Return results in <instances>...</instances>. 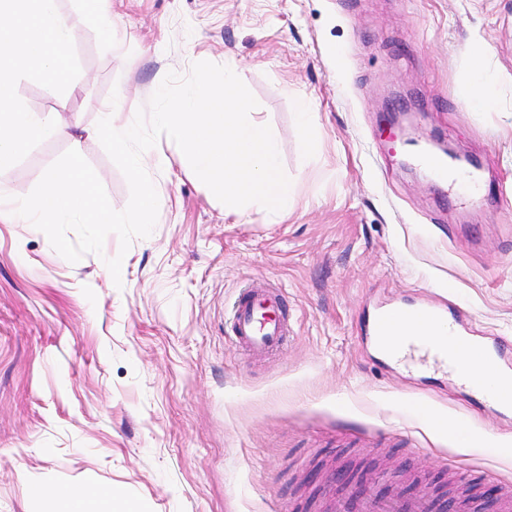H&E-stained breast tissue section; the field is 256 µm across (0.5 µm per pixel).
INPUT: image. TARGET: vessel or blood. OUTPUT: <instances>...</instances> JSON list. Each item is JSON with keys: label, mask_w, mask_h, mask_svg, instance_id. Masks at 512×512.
Listing matches in <instances>:
<instances>
[{"label": "vessel or blood", "mask_w": 512, "mask_h": 512, "mask_svg": "<svg viewBox=\"0 0 512 512\" xmlns=\"http://www.w3.org/2000/svg\"><path fill=\"white\" fill-rule=\"evenodd\" d=\"M438 327V336H408V323ZM230 338L243 352L254 356H269L280 352L291 332L286 302L280 289L262 284L243 288L235 299L230 317ZM467 322L461 314H447L438 305L425 306L411 313L381 310L368 320L364 333L376 344L389 350L398 361H418L436 366H464L481 354L490 362L512 355V343L495 337L475 343L465 335ZM330 512H435L436 505L421 497L401 493L387 496L370 492L355 500L339 497L328 504Z\"/></svg>", "instance_id": "obj_1"}]
</instances>
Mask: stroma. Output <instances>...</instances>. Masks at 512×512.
<instances>
[{"label": "stroma", "mask_w": 512, "mask_h": 512, "mask_svg": "<svg viewBox=\"0 0 512 512\" xmlns=\"http://www.w3.org/2000/svg\"><path fill=\"white\" fill-rule=\"evenodd\" d=\"M60 8L81 73L62 94L21 80L29 111L93 126L113 89L134 113L168 72L228 66L272 128L291 202L276 223L229 212L163 136L157 223L121 283L105 264L117 235L73 264L33 225L0 223V512H50L87 482L111 490L109 512H324L340 469L381 494L465 490L501 512L512 410L446 367L394 363L361 327L434 297L512 339V0H112L104 21L82 0ZM478 50L489 108L472 99ZM439 135L481 160L494 197L458 207L434 174L403 170L406 138ZM69 147L43 141L0 183L27 195ZM82 154L124 209L99 140ZM251 283L288 299L293 332L269 357L229 337Z\"/></svg>", "instance_id": "obj_1"}]
</instances>
